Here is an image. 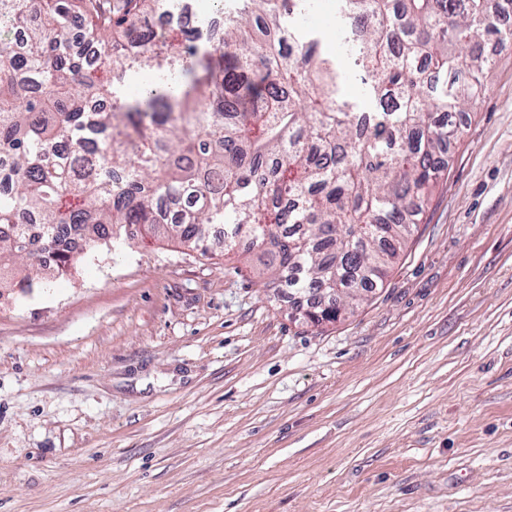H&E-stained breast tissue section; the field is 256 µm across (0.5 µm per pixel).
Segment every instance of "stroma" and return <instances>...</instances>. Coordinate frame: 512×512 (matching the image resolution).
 I'll use <instances>...</instances> for the list:
<instances>
[{
    "instance_id": "stroma-1",
    "label": "stroma",
    "mask_w": 512,
    "mask_h": 512,
    "mask_svg": "<svg viewBox=\"0 0 512 512\" xmlns=\"http://www.w3.org/2000/svg\"><path fill=\"white\" fill-rule=\"evenodd\" d=\"M304 27L342 53L336 0ZM382 284L313 326L138 237L0 292V512H512V52Z\"/></svg>"
}]
</instances>
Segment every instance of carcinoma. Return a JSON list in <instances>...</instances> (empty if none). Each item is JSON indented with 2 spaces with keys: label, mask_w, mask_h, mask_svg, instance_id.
Wrapping results in <instances>:
<instances>
[{
  "label": "carcinoma",
  "mask_w": 512,
  "mask_h": 512,
  "mask_svg": "<svg viewBox=\"0 0 512 512\" xmlns=\"http://www.w3.org/2000/svg\"><path fill=\"white\" fill-rule=\"evenodd\" d=\"M180 0H0V286L30 291L136 225L208 253L258 249V277L353 305L383 281L442 176L440 156L486 91L512 30L492 0H338L344 59L298 18L311 0H224L155 50ZM371 111L340 93L341 61ZM149 68L133 100L114 85ZM221 224L220 237L208 228Z\"/></svg>",
  "instance_id": "1"
}]
</instances>
